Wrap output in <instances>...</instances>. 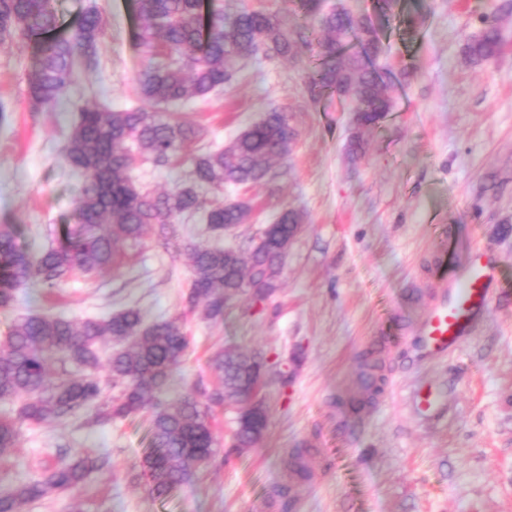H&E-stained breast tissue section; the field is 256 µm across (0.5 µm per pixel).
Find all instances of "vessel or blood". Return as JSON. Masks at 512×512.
I'll list each match as a JSON object with an SVG mask.
<instances>
[{"label":"vessel or blood","instance_id":"obj_1","mask_svg":"<svg viewBox=\"0 0 512 512\" xmlns=\"http://www.w3.org/2000/svg\"><path fill=\"white\" fill-rule=\"evenodd\" d=\"M494 268L484 255L474 256L453 280L438 286L432 303L414 330L417 352L425 358L442 356L466 340L476 320L489 304L487 285ZM416 409L433 416L445 406L444 391L416 387L412 395Z\"/></svg>","mask_w":512,"mask_h":512}]
</instances>
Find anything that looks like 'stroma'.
I'll list each match as a JSON object with an SVG mask.
<instances>
[{
	"label": "stroma",
	"instance_id": "35a3bbf8",
	"mask_svg": "<svg viewBox=\"0 0 512 512\" xmlns=\"http://www.w3.org/2000/svg\"><path fill=\"white\" fill-rule=\"evenodd\" d=\"M216 2L228 14L264 11L311 37L289 57L250 59L224 90L183 107L207 132L194 153L224 146L272 108L287 111L298 132L278 177L207 193L253 205L250 221L219 244L248 253L286 209L302 224L270 297L232 301L219 324L187 318L191 346L166 398L211 377L221 350L260 354L265 435L228 453L237 412L215 411L214 458L165 499L137 479L149 443L141 416L23 426L0 472L14 483L43 473L57 449L111 453V472L26 512H512V0H399L386 16L375 0H329L371 16L387 48L378 64L395 76L391 112L364 130L349 97L310 93L306 64L319 27L300 0ZM92 7L107 20L99 63H77L53 111L30 102L34 46L0 49V224L17 225L18 245L32 252L70 218L83 180L62 152L74 105L139 103L134 87L146 60L129 0L55 5L67 30ZM482 14L496 17L504 45L472 66L461 50ZM210 240L197 218L171 241L150 230L119 271L53 290L31 284L25 307L83 318L134 305L148 322L173 317L191 280L186 247ZM484 250L495 280L470 337L432 365L405 354L435 287ZM417 384L452 392L446 415L428 421L414 411Z\"/></svg>",
	"mask_w": 512,
	"mask_h": 512
}]
</instances>
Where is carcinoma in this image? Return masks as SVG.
Returning a JSON list of instances; mask_svg holds the SVG:
<instances>
[{"instance_id": "obj_1", "label": "carcinoma", "mask_w": 512, "mask_h": 512, "mask_svg": "<svg viewBox=\"0 0 512 512\" xmlns=\"http://www.w3.org/2000/svg\"><path fill=\"white\" fill-rule=\"evenodd\" d=\"M143 20L138 45L147 63L136 95L144 105L112 110L85 104L63 145L70 168L86 176L72 200L74 223L59 227L55 242L36 258L20 249L16 227L0 224V309L21 301V288L39 282L58 288L69 278L91 277L118 266V259L138 247L146 229L175 235L174 224L200 211L211 233L245 224L252 206L242 200L206 207L205 190L245 186L276 176L272 161L285 159L296 133L288 112L271 109L222 149L187 156L191 143L205 129L173 111L178 104L205 98L230 83L243 61L264 51L269 57L293 51L297 40L288 28L259 10L234 14L204 0H136ZM320 12L316 60L321 68L308 77L310 91L330 88L353 102L357 125L369 128L392 110L388 89L391 72L376 65L383 53L379 32L370 17L344 6ZM480 35L462 48L465 63L479 65L501 50L496 19L482 18ZM105 20L96 10L85 12L68 37L58 35L53 0H0V48L20 38L39 52L28 76L35 107L47 111L67 93L77 55L97 63ZM190 158L185 179L164 193L138 185L132 176L137 162L176 167ZM301 229V218L283 211L269 226L261 244L243 258L227 248L189 245L192 275L183 295L182 312L145 322L140 310L127 306L102 317L71 319L61 314L27 313L18 317L0 340V460L17 447L20 426L64 423L88 413V426L116 419L150 415V447L142 458L140 479L151 496L167 497L190 483L217 451L210 413L213 407L238 405L245 383L265 373L262 360L224 349L212 359L215 379L199 380L174 402L167 393L175 371L190 346L184 328L187 315L224 320L226 301L255 290L277 288L288 247ZM116 345L107 361L112 395H104L97 372L100 344ZM267 412L238 411L230 448H251L267 428ZM112 470L104 453L67 454L61 463L37 478L0 491V512H25L50 494L75 489L94 473Z\"/></svg>"}]
</instances>
